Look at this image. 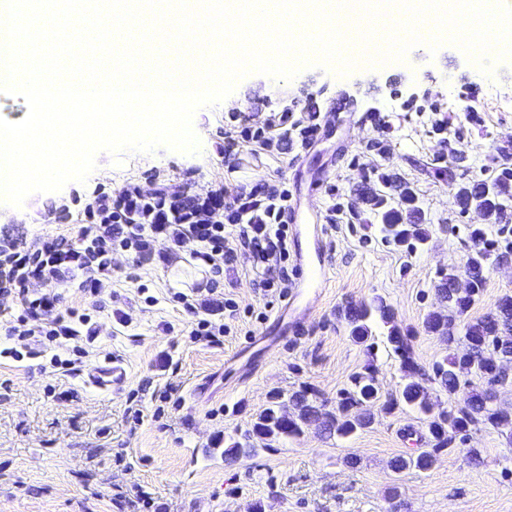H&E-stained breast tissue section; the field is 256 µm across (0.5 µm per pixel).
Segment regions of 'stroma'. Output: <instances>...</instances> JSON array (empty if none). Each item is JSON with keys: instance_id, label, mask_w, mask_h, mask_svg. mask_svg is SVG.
Here are the masks:
<instances>
[{"instance_id": "1", "label": "stroma", "mask_w": 512, "mask_h": 512, "mask_svg": "<svg viewBox=\"0 0 512 512\" xmlns=\"http://www.w3.org/2000/svg\"><path fill=\"white\" fill-rule=\"evenodd\" d=\"M510 107L487 109L496 97ZM350 111H333L338 98ZM297 105L316 112L325 134L313 148L281 154L241 144L224 157L228 113L251 121ZM195 126L206 138L194 153L159 147L151 153L113 157L99 152L85 182H68L56 192L31 194L22 219L0 223V237L18 241L57 232L61 208L77 228L79 200L97 186L115 191L136 183H189L193 190H249L264 182L283 184L300 201L303 218L319 215L330 227L326 250L331 272L301 335L262 355L268 327L281 303L257 288L248 253L224 271V296L237 315L216 343H195L171 293L191 288L203 274L180 259L126 281L130 256H116L112 296L99 299L69 289L64 304L93 313L99 335L88 366L122 359L128 381L112 392L89 384L86 375L53 374L49 355L0 362V512H390L394 501L409 512H512V440L476 426L465 441L442 451L430 470L396 473L395 457L425 450L426 426L408 410L377 413L373 424L341 440L317 424L303 435L234 463L220 453L239 438L275 393L306 385L335 401L354 373L375 366L382 395L397 394L404 377L400 361L385 346L366 350L336 315L349 301L383 297L397 323L412 335L416 362L431 369L448 352L423 322L442 311L436 285L442 272L461 266L467 254L466 225L476 214H460L452 185L430 170L444 155L441 143L463 129L459 144L472 166L512 142V54L490 72L451 43L438 50L416 45L405 61L351 69L311 66L291 80L252 73L241 79L229 101L199 108ZM384 152L371 150L375 141ZM388 171L411 186L433 227L424 248L408 250L382 240L376 225L350 223L334 208L356 202L364 178ZM323 182L319 196L310 179ZM454 233L446 234L442 225ZM147 285L153 302L138 297ZM512 293V253L494 263L482 295L470 311L477 318ZM171 390L170 402L144 394L145 385ZM481 452V464L469 449ZM358 460L344 465L345 457ZM149 508L134 505L136 492Z\"/></svg>"}]
</instances>
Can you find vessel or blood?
Masks as SVG:
<instances>
[{
  "instance_id": "1",
  "label": "vessel or blood",
  "mask_w": 512,
  "mask_h": 512,
  "mask_svg": "<svg viewBox=\"0 0 512 512\" xmlns=\"http://www.w3.org/2000/svg\"><path fill=\"white\" fill-rule=\"evenodd\" d=\"M295 252V288L289 289L284 305L274 320L273 334L295 335L298 326L310 314L328 277L324 260V240L328 227L324 224H295L291 227ZM89 382L100 389L117 388L126 380L121 360L99 365L88 373Z\"/></svg>"
}]
</instances>
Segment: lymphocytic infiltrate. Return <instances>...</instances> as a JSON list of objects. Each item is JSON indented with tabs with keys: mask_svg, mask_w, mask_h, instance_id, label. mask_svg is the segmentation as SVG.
I'll return each instance as SVG.
<instances>
[{
	"mask_svg": "<svg viewBox=\"0 0 512 512\" xmlns=\"http://www.w3.org/2000/svg\"><path fill=\"white\" fill-rule=\"evenodd\" d=\"M231 119L236 126L224 133L225 158L234 157L243 141L268 152L283 150L278 131L287 113H271L255 124L236 113ZM85 209L89 219L76 239L59 234L28 243H0V299L12 298L19 310L0 357L19 360L48 351L52 367L77 371L96 328L91 314L64 308V291L74 287L100 296L112 285V255L118 250L132 254L133 269L126 277L135 281L145 266L177 257L186 243H193L190 256L208 271L207 287L179 291L171 299L189 316L188 334L196 342H215L225 332L222 319L201 316L199 299L203 293L217 292L238 250L249 252L258 287L273 289L282 299L288 295L294 275L285 221L288 191L279 185L265 183L249 194L229 197L221 189L199 194L175 186L148 192L131 184L112 196L94 192ZM160 241L165 250H157ZM34 280L42 283L41 292L30 290Z\"/></svg>",
	"mask_w": 512,
	"mask_h": 512,
	"instance_id": "f902f5d3",
	"label": "lymphocytic infiltrate"
}]
</instances>
